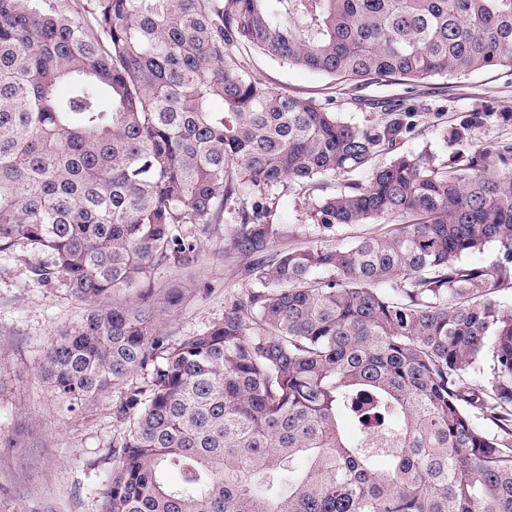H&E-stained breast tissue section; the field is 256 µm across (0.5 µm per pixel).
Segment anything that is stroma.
Returning a JSON list of instances; mask_svg holds the SVG:
<instances>
[{"instance_id":"obj_1","label":"stroma","mask_w":512,"mask_h":512,"mask_svg":"<svg viewBox=\"0 0 512 512\" xmlns=\"http://www.w3.org/2000/svg\"><path fill=\"white\" fill-rule=\"evenodd\" d=\"M244 58L251 78L284 95L312 100L357 125L383 121L394 107L415 113L417 131L397 145L399 155L426 148L448 158L451 149L444 132L472 112L493 115L472 131L476 148L486 149L512 136V121L501 119L502 114H512L508 68H488L460 78L355 85L254 51ZM337 188V179L326 178L307 196L279 186L230 201L233 210L263 203L274 223L286 225V235L272 239L260 253L238 251L237 227L227 222L176 227L177 235L193 237L195 260L156 266L150 278L155 289L176 282L186 288L183 301L165 316L164 332L171 341L201 334L223 321L225 311L254 287L252 268L277 253L347 246L381 232L379 222L331 230L313 224V205ZM48 261L47 253L22 240L0 253V436L12 441L11 447H0V512H99L103 475L112 467L111 445L129 427L118 417L117 406L130 389L148 387L151 376L136 373L73 411L61 409L38 365L51 341L81 320L87 305L74 298L62 280H36L34 267Z\"/></svg>"}]
</instances>
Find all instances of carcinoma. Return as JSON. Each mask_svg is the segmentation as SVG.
<instances>
[{
	"label": "carcinoma",
	"instance_id": "1",
	"mask_svg": "<svg viewBox=\"0 0 512 512\" xmlns=\"http://www.w3.org/2000/svg\"><path fill=\"white\" fill-rule=\"evenodd\" d=\"M240 46L367 83L512 69V0H0V251H47L38 280L89 304L40 373L70 411L153 366L118 406L100 512H512V315L495 301L512 286V137L474 149L492 114L472 112L448 160L374 168L412 113L349 124L251 79ZM325 177L343 189L313 223L386 230L279 254L173 346L183 289L109 304L194 259L173 227ZM237 223L243 252L279 235L259 203ZM489 244L494 263L462 262ZM488 351L491 381L465 382Z\"/></svg>",
	"mask_w": 512,
	"mask_h": 512
}]
</instances>
